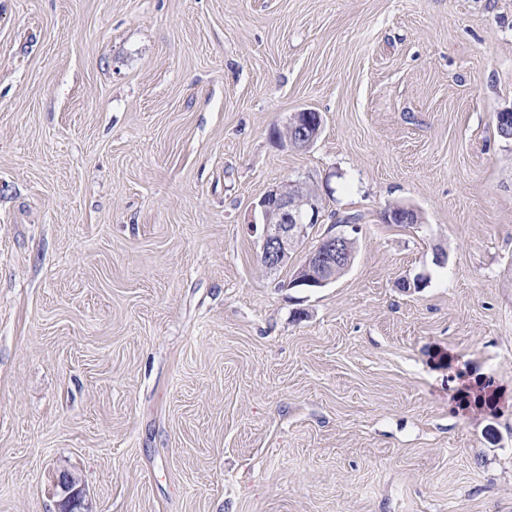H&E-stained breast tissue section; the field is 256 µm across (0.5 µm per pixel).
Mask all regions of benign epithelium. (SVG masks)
<instances>
[{
    "mask_svg": "<svg viewBox=\"0 0 512 512\" xmlns=\"http://www.w3.org/2000/svg\"><path fill=\"white\" fill-rule=\"evenodd\" d=\"M288 128L289 143L303 149L319 135L321 117L311 109H304L290 118ZM259 206L263 224L260 262L274 271L284 264L288 250L305 236L307 228L318 223L320 206L317 199L298 192L297 185L288 182L267 190ZM348 241L344 231L328 232L308 253L290 285L321 288L333 282L336 266L345 261L344 246ZM58 484L65 493L59 512H82L83 489L79 480L63 472L58 476Z\"/></svg>",
    "mask_w": 512,
    "mask_h": 512,
    "instance_id": "1",
    "label": "benign epithelium"
}]
</instances>
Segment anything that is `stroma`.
Returning <instances> with one entry per match:
<instances>
[{"label":"stroma","mask_w":512,"mask_h":512,"mask_svg":"<svg viewBox=\"0 0 512 512\" xmlns=\"http://www.w3.org/2000/svg\"><path fill=\"white\" fill-rule=\"evenodd\" d=\"M510 106L512 0H0V512H512ZM289 143L297 149L309 146L321 131V117L319 113L304 109L296 112L289 121ZM305 194L313 195L303 188ZM297 191V184L283 183L267 190L259 200L263 224L260 262L277 270L288 257V250L304 237L311 224H318L317 198ZM349 240L345 231L328 232L308 253L289 285L321 288L333 282L345 271L344 267L336 266L344 263V246ZM58 484L65 493L64 498L59 504V512H82L83 508V489L79 485V480L68 472L60 473Z\"/></svg>","instance_id":"obj_1"}]
</instances>
